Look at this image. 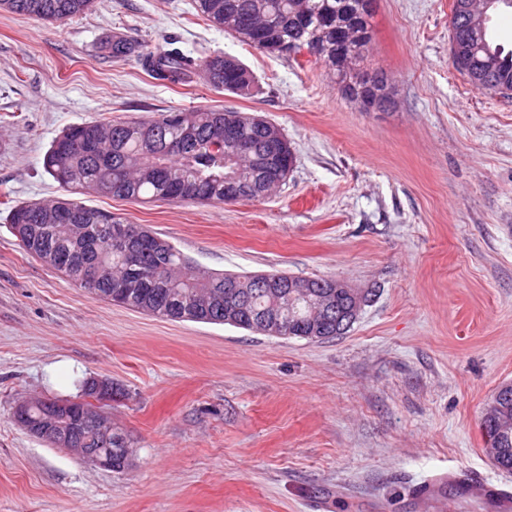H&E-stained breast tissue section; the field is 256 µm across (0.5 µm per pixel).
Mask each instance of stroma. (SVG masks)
Instances as JSON below:
<instances>
[{
  "label": "stroma",
  "instance_id": "stroma-1",
  "mask_svg": "<svg viewBox=\"0 0 512 512\" xmlns=\"http://www.w3.org/2000/svg\"><path fill=\"white\" fill-rule=\"evenodd\" d=\"M452 0H373L366 68L388 111L341 96L308 53L274 56L210 26L194 0H97L61 23L0 12V512H433L420 478L512 492L480 428L512 382V99L452 64ZM120 31L255 77L240 97L104 59ZM224 108L278 126L288 181L234 204L85 197L204 272H285L365 293L351 329L308 341L174 322L75 287L17 246L8 206L58 195L51 141L89 121ZM107 378L133 450L115 473L21 429L15 405Z\"/></svg>",
  "mask_w": 512,
  "mask_h": 512
}]
</instances>
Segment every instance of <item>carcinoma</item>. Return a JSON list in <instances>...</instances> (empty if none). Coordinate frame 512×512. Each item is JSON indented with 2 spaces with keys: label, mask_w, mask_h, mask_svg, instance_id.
I'll return each mask as SVG.
<instances>
[{
  "label": "carcinoma",
  "mask_w": 512,
  "mask_h": 512,
  "mask_svg": "<svg viewBox=\"0 0 512 512\" xmlns=\"http://www.w3.org/2000/svg\"><path fill=\"white\" fill-rule=\"evenodd\" d=\"M199 16L258 50L265 44L298 54L318 45V58L337 72L344 98L364 106L370 97L367 83L389 92L387 75L360 66L372 38V12L364 0H195ZM95 0H0V10L45 22H64L88 13ZM356 21L358 37L352 40V60L337 64L343 34L336 19ZM451 38L468 47L466 63L456 66L478 90L502 94L512 88V52L492 45L486 27H473L453 0ZM105 54L117 63H137L154 79L170 84L204 80L216 90L248 95L254 77L237 59L213 54L194 58L180 48H150L123 33L102 44ZM234 124L238 137L219 142L213 138L217 125ZM274 134L265 119L222 109L175 110L158 116L91 121L75 124L50 144L43 157L45 172L58 184L62 195L48 202H23L8 208L6 221L18 247L27 255L60 273L79 288L86 282L72 262L97 258L107 276L88 292L117 305L170 321L190 320L223 324L270 336L322 341L341 336L336 319L321 324L312 310L325 299L329 309L349 304L346 291L328 287L325 278L306 277L308 295L272 288L270 281L284 275L202 274L168 240L139 224L132 225L135 248L131 255L104 236L101 228L120 224L110 212L87 207L78 195H98L142 202H194L222 204L227 198L256 200L271 191L270 180L255 164V152ZM231 280L250 283L248 288H229ZM16 422L29 433L54 443L41 430L51 421L70 434L76 448L105 453L112 451V471L125 469L121 449L126 441L90 403H81L64 415L37 401L20 403ZM512 421V397L493 395L482 419L483 434L490 445L494 465L512 473V431L501 433L503 419ZM112 430L108 436L101 430Z\"/></svg>",
  "instance_id": "1"
}]
</instances>
